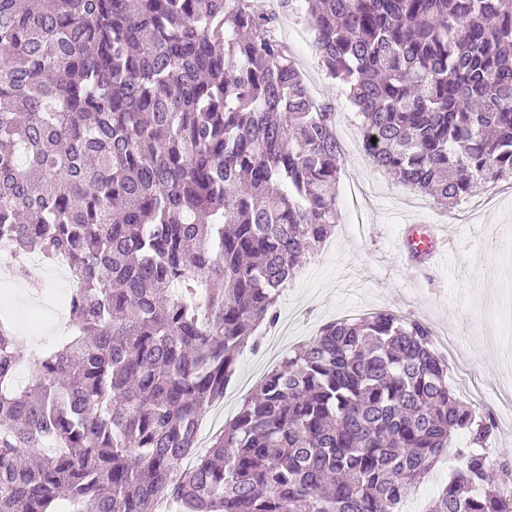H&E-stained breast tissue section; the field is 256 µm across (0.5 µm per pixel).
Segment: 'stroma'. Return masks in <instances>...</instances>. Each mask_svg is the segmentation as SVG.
Instances as JSON below:
<instances>
[{
  "mask_svg": "<svg viewBox=\"0 0 512 512\" xmlns=\"http://www.w3.org/2000/svg\"><path fill=\"white\" fill-rule=\"evenodd\" d=\"M256 10L279 14L276 37L291 52L316 99L339 105L336 136L345 143L337 189L339 221L329 246L315 250L288 283L277 304V324L264 330L258 350L244 349L224 392L222 414H207L208 436L219 434L240 406L282 358L344 318L352 289L360 301L354 317L379 311L411 315L426 322L435 337H452L450 369L470 368L473 394L462 403L500 417L512 413V341L503 334L502 300L506 286L499 265L512 259V183L487 184L498 206L482 221L469 217L467 205L447 209L376 167L357 148L361 121L338 80L323 69L317 49L306 43L310 29L304 10L283 11L280 0H251ZM437 224L447 240L443 261L420 272L403 260L406 225ZM68 279H36L29 297L16 293L12 281L0 279V320L16 312L37 314L43 328L27 334L24 361L51 348L57 339L56 299H68Z\"/></svg>",
  "mask_w": 512,
  "mask_h": 512,
  "instance_id": "1",
  "label": "stroma"
}]
</instances>
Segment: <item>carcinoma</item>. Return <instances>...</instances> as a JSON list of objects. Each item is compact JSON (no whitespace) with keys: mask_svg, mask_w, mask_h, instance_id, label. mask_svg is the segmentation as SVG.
<instances>
[{"mask_svg":"<svg viewBox=\"0 0 512 512\" xmlns=\"http://www.w3.org/2000/svg\"><path fill=\"white\" fill-rule=\"evenodd\" d=\"M366 156L459 205L512 177V0H305ZM249 0H0V240L69 262L68 332L0 326V512H402L455 435L429 512H512L430 327L331 322L188 470L255 327L338 223L342 149Z\"/></svg>","mask_w":512,"mask_h":512,"instance_id":"1","label":"carcinoma"}]
</instances>
